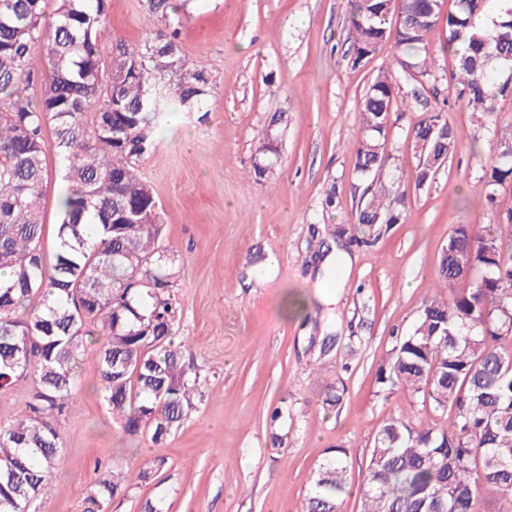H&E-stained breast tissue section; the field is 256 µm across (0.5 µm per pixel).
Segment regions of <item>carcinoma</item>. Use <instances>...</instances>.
I'll use <instances>...</instances> for the list:
<instances>
[{"label":"carcinoma","instance_id":"obj_1","mask_svg":"<svg viewBox=\"0 0 512 512\" xmlns=\"http://www.w3.org/2000/svg\"><path fill=\"white\" fill-rule=\"evenodd\" d=\"M0 0V388L34 378L29 416L0 424V512H36L48 495L60 450L58 418L71 411L80 356L92 331L103 405L130 436L160 446L195 409L196 371L176 342L169 288L179 270L163 244L160 206L136 157L171 112H202L214 93L208 75L182 54L180 7L148 0L164 24L135 48L104 52L109 0ZM348 0L347 55L360 68L396 29L394 66L381 68L360 101L354 173L380 178L389 154L393 104L438 95L432 48L452 57L457 97L474 113L512 95V0ZM497 13L491 25L474 19ZM500 77L496 83L489 74ZM51 125L52 140L44 137ZM410 136L417 185L453 156L461 133L443 113L425 112ZM512 126L483 176V200L512 184ZM58 161L54 249L46 253L43 213L47 154ZM379 184L362 199L357 227L406 219L405 194ZM448 296L429 297L413 328L396 337L377 383L420 394L451 420L417 428L405 416L377 431L361 476L360 512H512V238L500 225L455 224L439 260ZM466 281L467 288L456 284ZM154 454L134 472L103 473L83 512H99L130 484L162 472ZM350 480L347 450L332 448L311 473L304 512H342Z\"/></svg>","mask_w":512,"mask_h":512}]
</instances>
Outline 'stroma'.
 I'll return each instance as SVG.
<instances>
[{
	"label": "stroma",
	"instance_id": "obj_1",
	"mask_svg": "<svg viewBox=\"0 0 512 512\" xmlns=\"http://www.w3.org/2000/svg\"><path fill=\"white\" fill-rule=\"evenodd\" d=\"M146 16V0H110L107 41L138 46ZM348 37L347 0H189L182 52L217 90L206 111L172 114L136 164L180 267L170 290L175 329L203 396L166 443L152 447L104 409L96 348L88 346L76 410L57 423L53 490L38 512H81L98 473L137 469L156 453L168 459L161 475L130 485L108 512H141L149 498L164 512H302L314 465L336 446L353 468L342 512H359V471L388 418L447 425L422 397L381 387L376 373L423 301L447 295L438 263L450 226L498 224L512 210V186L490 207L482 181L512 126V96L491 114L470 112L455 96L451 59L439 57L438 96L400 107L388 135L385 176L405 193L407 218L377 225L372 245L353 242L348 232L366 189L353 171L359 101L395 47L386 42L354 69ZM427 108L443 110L464 140L419 186L409 133ZM269 126L278 154L265 177L249 179L257 134ZM332 232L351 266L321 267V241ZM331 385L344 396L327 409ZM276 407L284 413L274 421Z\"/></svg>",
	"mask_w": 512,
	"mask_h": 512
}]
</instances>
